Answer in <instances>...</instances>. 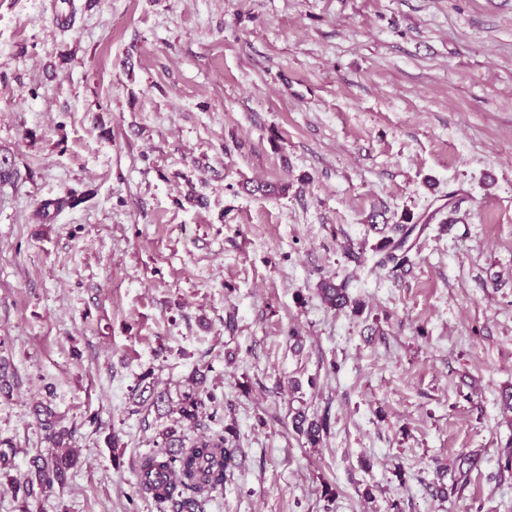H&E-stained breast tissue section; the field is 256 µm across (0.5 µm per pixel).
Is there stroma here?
Returning a JSON list of instances; mask_svg holds the SVG:
<instances>
[{
	"label": "stroma",
	"instance_id": "1",
	"mask_svg": "<svg viewBox=\"0 0 512 512\" xmlns=\"http://www.w3.org/2000/svg\"><path fill=\"white\" fill-rule=\"evenodd\" d=\"M1 161L0 512H161L130 394L197 371L205 512H512V0H0ZM39 402L80 460L24 503ZM406 226L407 225H403V227H405V232L399 238L395 239L387 237L381 241L379 249L383 253V256L378 261L379 266L387 267L389 264H392L393 266L391 269L394 270L406 262V255L411 250V246L405 249L404 247L408 236L412 232L415 225L410 227ZM318 291L322 301L329 307L343 309L350 303L346 289L331 279L322 280ZM299 434L305 437L307 444L316 446L322 437L324 431L328 429L327 417L311 418L303 408L290 409L288 416Z\"/></svg>",
	"mask_w": 512,
	"mask_h": 512
}]
</instances>
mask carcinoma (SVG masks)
Instances as JSON below:
<instances>
[{
  "label": "carcinoma",
  "instance_id": "1",
  "mask_svg": "<svg viewBox=\"0 0 512 512\" xmlns=\"http://www.w3.org/2000/svg\"><path fill=\"white\" fill-rule=\"evenodd\" d=\"M413 227L397 239L387 237L379 246L383 256L379 266L393 265L398 268L406 262L410 248L406 242ZM322 301L335 309H343L349 303V296L343 286L326 279L319 284ZM204 377L192 379V385L183 392L178 404V417L161 433L159 449L143 463L138 475L139 489L151 495L169 512H204L205 495L224 487L228 461L233 459L234 449L228 447V438L222 434L202 436L190 446H185L181 432L197 424L207 406L218 412L220 403L216 396L204 390ZM291 422L299 434L312 446L317 445L324 431L328 429L327 418H311L302 408L290 409ZM38 425L46 431L48 449L32 458L31 475L26 482L15 486L14 492L22 493L27 500L35 489H51L66 482L68 472L77 464V458L69 449V432L59 426L52 412L35 410Z\"/></svg>",
  "mask_w": 512,
  "mask_h": 512
}]
</instances>
